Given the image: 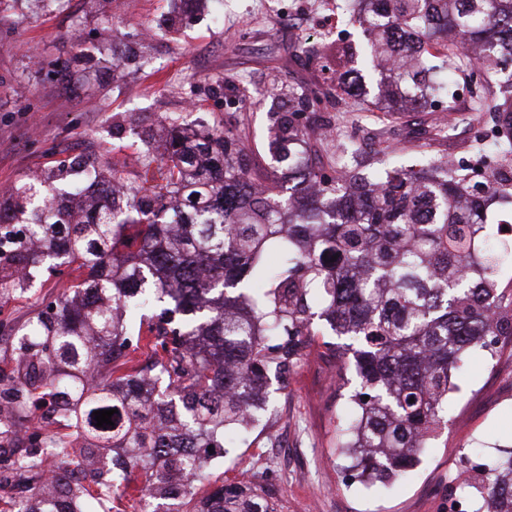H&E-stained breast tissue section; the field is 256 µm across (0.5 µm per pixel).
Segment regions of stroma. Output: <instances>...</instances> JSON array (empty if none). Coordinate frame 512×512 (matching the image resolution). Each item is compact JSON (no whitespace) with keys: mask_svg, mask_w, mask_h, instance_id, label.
<instances>
[{"mask_svg":"<svg viewBox=\"0 0 512 512\" xmlns=\"http://www.w3.org/2000/svg\"><path fill=\"white\" fill-rule=\"evenodd\" d=\"M342 0H204L177 33L162 24L172 0H112V36L118 68L101 63L100 21L87 0L38 8L31 0H0V191L76 157L134 177L130 158L161 120L178 118L245 138L256 161H264L270 93L280 84L311 88L323 79L305 65L304 46L336 39ZM455 79L452 110L406 112L394 117L348 99L343 112H308L314 131L332 125L326 138L336 147L342 132L358 128L365 156L385 147L402 160L415 156L418 123L452 122L440 156L498 165L489 132L494 115L476 110ZM138 115L134 127L113 133L112 124ZM85 271L75 267L43 274L0 296V325L39 322L51 303L74 295ZM332 333L315 336L282 379L275 412L247 434L239 447L213 461L208 481L194 500L240 474L257 488L274 489L280 512H455L462 457L471 463L512 448V336L499 337L493 352L471 351L448 394V425L421 455L416 470L390 487L350 481L336 450V425L357 386L352 366L329 350Z\"/></svg>","mask_w":512,"mask_h":512,"instance_id":"1","label":"stroma"}]
</instances>
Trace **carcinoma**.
<instances>
[{
  "label": "carcinoma",
  "mask_w": 512,
  "mask_h": 512,
  "mask_svg": "<svg viewBox=\"0 0 512 512\" xmlns=\"http://www.w3.org/2000/svg\"><path fill=\"white\" fill-rule=\"evenodd\" d=\"M339 22L358 25L359 44L331 53L302 48L336 75L349 96L369 93L385 112H428L448 98L431 81L444 67L477 89L479 108L498 112L500 155H512V0H355ZM270 169L255 170L241 135L189 129L176 121L164 139L165 185L148 194L118 171L98 172L96 203L83 211L57 201L54 183L85 167L33 176L19 210L0 212V295L16 275L44 266L88 270L77 287L86 303L56 301L20 345L16 396L27 416L51 385L76 419L115 409L112 433L86 431L78 466L97 465L110 483L66 490L78 504L106 488L130 500H163L168 476L192 495L208 458L193 449L231 448L273 407L272 385L317 335L322 321L352 340L346 352L358 385L336 447L354 477L390 484L420 461L444 420L451 371L472 348L512 336V298L498 292L503 252L488 210L512 204V176L475 181L467 166L430 156L451 127L416 137L418 157L370 170L350 132L324 164L301 119L332 112L341 99L323 83L271 94ZM32 227L38 256L13 253L14 225ZM180 232L165 237L168 225ZM152 352L138 368L128 337ZM106 374L92 389L83 369ZM145 479L131 485L127 474ZM474 512H512V450L482 464L479 482L461 483ZM218 506L195 512H277L275 493L224 485Z\"/></svg>",
  "instance_id": "cac0c4a2"
}]
</instances>
